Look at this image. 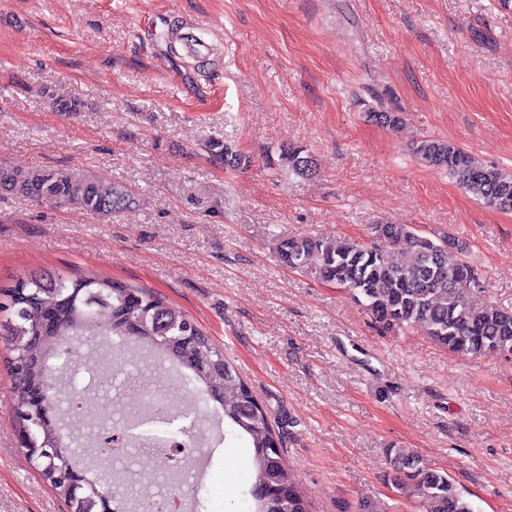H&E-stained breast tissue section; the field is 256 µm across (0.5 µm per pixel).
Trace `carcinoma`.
Here are the masks:
<instances>
[{
    "instance_id": "cac0c4a2",
    "label": "carcinoma",
    "mask_w": 512,
    "mask_h": 512,
    "mask_svg": "<svg viewBox=\"0 0 512 512\" xmlns=\"http://www.w3.org/2000/svg\"><path fill=\"white\" fill-rule=\"evenodd\" d=\"M367 117L390 129L404 122L392 97L375 95ZM211 156L230 170L249 163V156L223 141L206 145ZM413 154L430 168L444 170L464 191L500 212H512V173L480 162L468 149L448 140L423 137ZM288 171L306 176L312 158L290 147L279 156ZM0 194L32 201L53 200L84 213L107 217L132 202L129 191L106 179L75 178L64 171L16 168L0 164ZM281 261L296 271H313L323 282L343 288L384 331L412 330L436 346L462 357L480 358L493 351L512 352V308L480 306L464 299L477 273L466 247L450 236L436 240L407 224H376L368 241H327L315 236L275 239ZM400 246L404 260L389 261L386 248ZM15 316L9 346L17 403L12 424L26 448L44 451L43 479L82 512H105L108 487L97 484L91 496L76 484L78 463L100 462L93 440L82 455L77 437L61 428L60 401L77 396L68 378L74 338L92 336L99 325L107 335L131 341L182 370L202 410L217 411L224 433L244 438L252 451V486L248 512H311L299 483L283 461L280 429L270 409L260 403L236 365L212 338L181 310L153 292L86 271L72 277L21 280L6 290ZM163 410H151L128 422L130 442L181 436L196 447L203 430L196 423L173 427ZM393 481L417 497L425 512H474L471 502L447 472L425 468L416 457L395 450Z\"/></svg>"
}]
</instances>
